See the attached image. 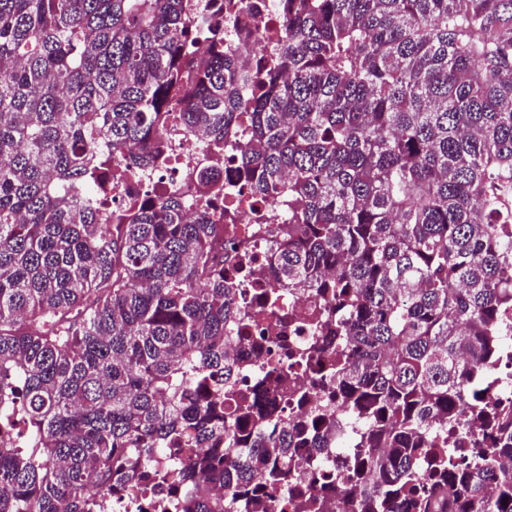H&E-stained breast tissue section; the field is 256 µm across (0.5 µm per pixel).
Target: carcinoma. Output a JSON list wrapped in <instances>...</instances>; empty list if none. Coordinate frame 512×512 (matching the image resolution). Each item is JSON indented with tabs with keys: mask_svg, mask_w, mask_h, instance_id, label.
I'll list each match as a JSON object with an SVG mask.
<instances>
[{
	"mask_svg": "<svg viewBox=\"0 0 512 512\" xmlns=\"http://www.w3.org/2000/svg\"><path fill=\"white\" fill-rule=\"evenodd\" d=\"M280 10L254 71L187 0H0V512H101L89 486L161 456L185 461L182 512H239L342 429L229 399L207 205L171 193L108 223L115 156L156 165L170 115L209 160L245 119L242 168L288 201L275 282L330 302L297 361L353 424L340 512H512V409L480 386L512 322V0ZM293 385L286 366L259 387ZM465 419L490 426L469 457L445 433Z\"/></svg>",
	"mask_w": 512,
	"mask_h": 512,
	"instance_id": "1",
	"label": "carcinoma"
}]
</instances>
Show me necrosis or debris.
<instances>
[{"label": "necrosis or debris", "instance_id": "necrosis-or-debris-1", "mask_svg": "<svg viewBox=\"0 0 512 512\" xmlns=\"http://www.w3.org/2000/svg\"><path fill=\"white\" fill-rule=\"evenodd\" d=\"M224 2L225 50L251 62L270 56L283 31L280 0ZM241 145V139L230 138L224 146V222L238 228L237 233L224 238V285L233 289L232 305L241 319L253 322L256 336L282 334L291 346H301L309 339L308 321L324 303L307 288L282 292L271 304L257 300V289L270 291L275 287L269 262L276 242L268 229L279 223L283 211L279 205L252 197L249 183L239 173ZM205 158V139L200 132L168 124L163 164L145 172L125 165L112 183V203L122 208L136 198L152 200L176 193L186 200L189 210H196L202 189L193 171ZM268 402L292 425L314 412L336 409L325 384L306 378L291 392L271 395ZM347 437L343 431L331 437L327 447L299 449L289 465L288 494H271L266 500L267 512H293V495L312 490L323 500L336 502V486L346 480L343 447ZM171 469L168 459H158L149 481L118 496L103 495L105 512H179L169 492L167 475Z\"/></svg>", "mask_w": 512, "mask_h": 512}]
</instances>
